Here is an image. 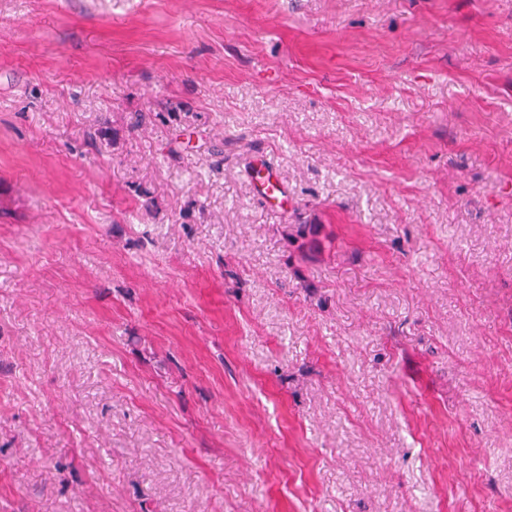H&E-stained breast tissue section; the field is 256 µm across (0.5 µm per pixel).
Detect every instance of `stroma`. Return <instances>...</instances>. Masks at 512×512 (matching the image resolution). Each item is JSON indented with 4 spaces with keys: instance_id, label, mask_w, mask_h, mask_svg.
<instances>
[{
    "instance_id": "stroma-1",
    "label": "stroma",
    "mask_w": 512,
    "mask_h": 512,
    "mask_svg": "<svg viewBox=\"0 0 512 512\" xmlns=\"http://www.w3.org/2000/svg\"><path fill=\"white\" fill-rule=\"evenodd\" d=\"M0 512H512V0H0Z\"/></svg>"
}]
</instances>
